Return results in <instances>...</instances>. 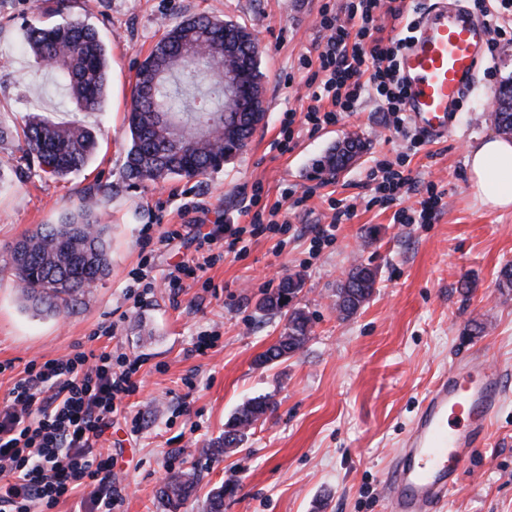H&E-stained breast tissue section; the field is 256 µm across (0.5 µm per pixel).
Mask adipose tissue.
<instances>
[{
  "instance_id": "obj_1",
  "label": "adipose tissue",
  "mask_w": 512,
  "mask_h": 512,
  "mask_svg": "<svg viewBox=\"0 0 512 512\" xmlns=\"http://www.w3.org/2000/svg\"><path fill=\"white\" fill-rule=\"evenodd\" d=\"M470 186L479 203L490 210L512 208V140L489 137L467 154Z\"/></svg>"
}]
</instances>
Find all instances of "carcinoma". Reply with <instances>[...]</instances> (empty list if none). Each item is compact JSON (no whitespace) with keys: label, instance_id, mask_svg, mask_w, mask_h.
Masks as SVG:
<instances>
[{"label":"carcinoma","instance_id":"1","mask_svg":"<svg viewBox=\"0 0 512 512\" xmlns=\"http://www.w3.org/2000/svg\"><path fill=\"white\" fill-rule=\"evenodd\" d=\"M247 31L231 19L199 16L168 27L141 63L134 86L128 123L130 146L124 173L135 181L158 182L169 177H197L219 169L242 154L254 132V113L262 111V79L258 51L250 42L242 56L224 54V31ZM28 48L39 61H52L49 70L57 84L81 112L101 110L108 86L107 48L91 25L77 20L30 28ZM248 75L243 98L229 90L241 74ZM502 103L494 124L512 135V80L495 90ZM23 153L48 167L51 176L64 179L82 170L94 155L97 137L82 122H54L39 114L23 129ZM363 148L359 140L336 149L321 160L322 170L335 176ZM27 260L11 265L24 307L35 315L58 314L76 303L86 289L110 271L106 227L99 223L95 206L83 204L56 224H42L21 240ZM377 270L354 266L337 288L336 310L345 318L372 297ZM302 289V280L290 275L267 294L259 309L284 319L280 339L255 363L264 367L294 356L310 335V316L290 306ZM270 396L243 403L224 426L219 444L237 448L247 431L263 415L275 410ZM199 482L193 470L170 475L159 491L168 512H178L192 497ZM236 484L213 489L205 512H224V498Z\"/></svg>","mask_w":512,"mask_h":512}]
</instances>
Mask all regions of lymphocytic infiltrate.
Returning a JSON list of instances; mask_svg holds the SVG:
<instances>
[{"instance_id":"obj_1","label":"lymphocytic infiltrate","mask_w":512,"mask_h":512,"mask_svg":"<svg viewBox=\"0 0 512 512\" xmlns=\"http://www.w3.org/2000/svg\"><path fill=\"white\" fill-rule=\"evenodd\" d=\"M401 20L404 0H342L339 8L322 6L320 27L324 42L316 58L305 59L319 79L308 92L302 123L316 130L337 123L356 111L363 95L378 99L405 148L418 152L424 138L409 124L402 110L404 88L397 59L406 40L398 34L379 37L378 17ZM413 183L411 175L379 162L367 185L379 200H400ZM257 198L245 202L239 214L206 233H196L193 256L175 265L168 284L182 275L206 271L214 248L239 255L250 238L285 232L286 224L267 223L257 211ZM247 224H240V217ZM142 363L123 353L76 346L69 355L30 364L11 390L8 405L0 408V470L10 480L0 486V512H30L33 503L54 505L82 479L96 481L89 497L93 512H114L121 497L112 488V460L97 448L107 419L126 409L125 400L139 387Z\"/></svg>"}]
</instances>
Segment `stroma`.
Masks as SVG:
<instances>
[{
    "label": "stroma",
    "mask_w": 512,
    "mask_h": 512,
    "mask_svg": "<svg viewBox=\"0 0 512 512\" xmlns=\"http://www.w3.org/2000/svg\"><path fill=\"white\" fill-rule=\"evenodd\" d=\"M324 0H0V125L22 131L29 115L79 119L98 148L80 172L57 180L26 161L17 143L0 144V408L29 363L70 354L75 346L118 348L143 362L140 388L126 402L142 431L117 415L97 442L112 458V478L125 489L115 512H166L157 496L170 474L195 470L199 485L180 512H203L209 492L231 481L224 512H382V477L396 456L432 383L478 347L512 377V288L500 272L512 266V209L490 210L473 197L466 157L477 140L495 134L485 110L492 92L512 78V41L486 54L447 136L406 156L415 180L399 205L371 201L365 185L377 160H396L387 117L364 97L357 112L316 132L300 128L292 148L275 147L289 110L308 104L310 69L322 44ZM216 16L246 25L259 46L266 120L247 150L218 170L160 183L126 179L127 116L140 63L164 30L183 20ZM78 19L109 47L107 103L76 112L49 70L26 50L30 26ZM356 136L365 147L337 176L317 162L337 142ZM403 154V153H402ZM444 190L434 223L398 224L397 206L418 207L427 183ZM279 206L292 229L253 238L242 256H221L203 277L164 285L169 269L193 243L175 241L153 252L161 285L142 302L125 287L144 252V234L171 224H211L251 194ZM99 204L108 228L111 271L80 301L52 316L25 310L8 273L14 244L43 224ZM356 202L331 245L315 248L308 230L331 223V200ZM204 210H193L194 202ZM378 271L369 303L356 315L336 310V287L349 270ZM300 274L294 299L309 313L306 346L260 368L255 359L278 341L283 319L258 303L281 279ZM216 337L214 348L196 342ZM272 396L274 413L232 452L212 449L245 400ZM439 512H512V394Z\"/></svg>",
    "instance_id": "stroma-1"
}]
</instances>
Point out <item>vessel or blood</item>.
<instances>
[{
  "label": "vessel or blood",
  "instance_id": "vessel-or-blood-1",
  "mask_svg": "<svg viewBox=\"0 0 512 512\" xmlns=\"http://www.w3.org/2000/svg\"><path fill=\"white\" fill-rule=\"evenodd\" d=\"M488 40L481 18L449 8L447 0H434L423 13L398 60L403 109L415 130L431 138L447 135ZM481 358L475 352L458 360L426 394L384 475V512H436L483 446L512 384Z\"/></svg>",
  "mask_w": 512,
  "mask_h": 512
}]
</instances>
